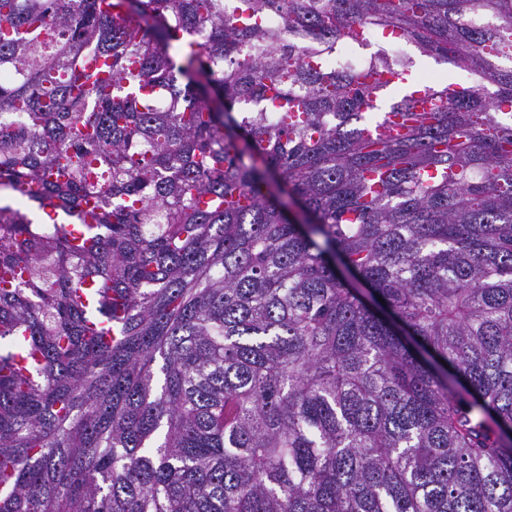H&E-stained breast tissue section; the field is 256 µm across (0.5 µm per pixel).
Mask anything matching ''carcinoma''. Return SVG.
<instances>
[{
    "instance_id": "1",
    "label": "carcinoma",
    "mask_w": 512,
    "mask_h": 512,
    "mask_svg": "<svg viewBox=\"0 0 512 512\" xmlns=\"http://www.w3.org/2000/svg\"><path fill=\"white\" fill-rule=\"evenodd\" d=\"M1 71L0 512H512V0H0ZM368 60L354 45L346 47L336 53L333 65L336 69L363 70L367 67ZM408 55L414 61V69L422 77L433 75L435 79H448L449 76L454 81L460 83H469L472 81L473 77L469 72L421 56L412 44L408 45Z\"/></svg>"
}]
</instances>
